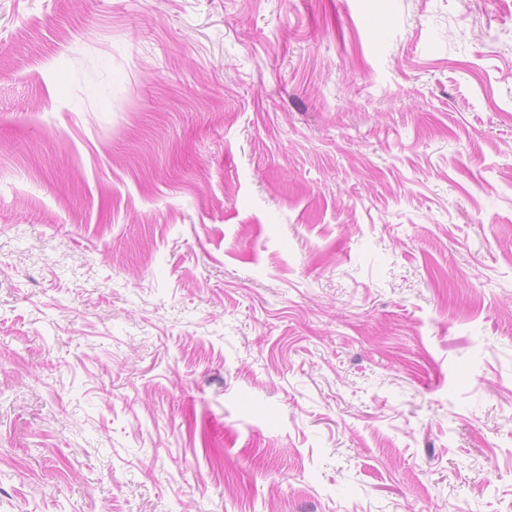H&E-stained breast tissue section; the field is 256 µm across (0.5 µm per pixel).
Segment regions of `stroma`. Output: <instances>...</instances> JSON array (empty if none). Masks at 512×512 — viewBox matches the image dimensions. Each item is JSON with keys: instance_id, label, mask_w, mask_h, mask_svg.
I'll use <instances>...</instances> for the list:
<instances>
[{"instance_id": "1", "label": "stroma", "mask_w": 512, "mask_h": 512, "mask_svg": "<svg viewBox=\"0 0 512 512\" xmlns=\"http://www.w3.org/2000/svg\"><path fill=\"white\" fill-rule=\"evenodd\" d=\"M512 512V0H0V512Z\"/></svg>"}]
</instances>
